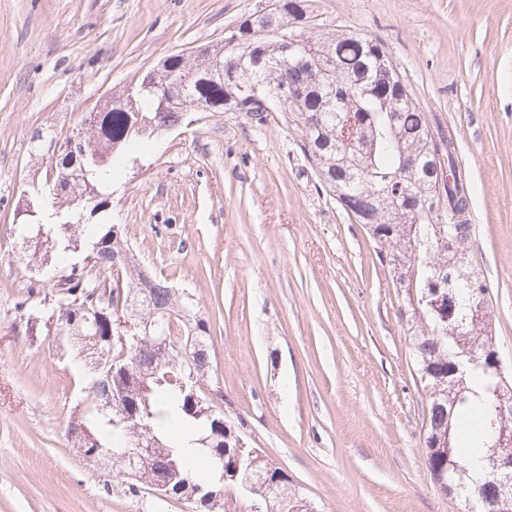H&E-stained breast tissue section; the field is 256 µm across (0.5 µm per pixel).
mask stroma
I'll return each instance as SVG.
<instances>
[{
  "mask_svg": "<svg viewBox=\"0 0 512 512\" xmlns=\"http://www.w3.org/2000/svg\"><path fill=\"white\" fill-rule=\"evenodd\" d=\"M273 0H0V512H190L129 491L67 434L86 367L21 301L55 296L57 255L23 253L51 180L36 131L72 133L167 55L220 45ZM291 36L379 39L416 104L452 132L472 184L470 258L512 374V0H305ZM296 113L192 112L112 183L106 222L210 327L200 383L224 421L318 512H457L424 462V324L364 225L320 187Z\"/></svg>",
  "mask_w": 512,
  "mask_h": 512,
  "instance_id": "obj_1",
  "label": "stroma"
}]
</instances>
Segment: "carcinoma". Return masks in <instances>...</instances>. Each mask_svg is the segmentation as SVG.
Here are the masks:
<instances>
[{
	"instance_id": "carcinoma-1",
	"label": "carcinoma",
	"mask_w": 512,
	"mask_h": 512,
	"mask_svg": "<svg viewBox=\"0 0 512 512\" xmlns=\"http://www.w3.org/2000/svg\"><path fill=\"white\" fill-rule=\"evenodd\" d=\"M276 3L278 8L267 12L259 23L248 20L238 28L240 47L232 53L247 52L256 59L272 55L288 58L281 52L282 38L278 33L288 25V19L296 20L302 14L297 0H276ZM298 41L301 49L314 58L334 57L332 78L340 80L336 87L337 109L327 111L309 70H296L285 63L273 73L257 66L251 70L250 77L269 90L277 89L283 82L295 87L293 98L281 107L301 116L304 152L325 190L341 199L336 189L324 180L326 173L336 175L333 168L340 161L349 173V178L341 185L343 192L354 194L368 186L385 191L386 212L375 217L373 235L387 243L388 254L401 256L413 269L417 300H423L435 280L453 291L456 297V328L448 327L437 315L429 316L426 332L413 342V358L428 391H439L448 400L449 419L441 423L445 425L443 431L450 432L449 446L428 456L426 468L445 472L453 485H465L460 491L464 498L475 490L476 484L468 474V447L456 446L457 428L475 420L478 444L488 449L503 427L512 430V412L507 413V421L500 413L501 402L496 393L498 377L483 362L475 361L454 388L446 381L440 385L436 381L448 375V358L460 351L457 344L460 334L470 336L480 346L491 342V337L484 334L486 321L475 319L469 304L472 282L480 283L486 293V281L473 272L466 278L456 268H436L438 257L448 263V255L438 256L439 231L450 232L454 235L453 242L464 249L472 242L471 185L459 164L453 138L441 131L433 132L431 115L408 100L407 85L401 82L393 67L378 63L379 54L384 51L379 41L340 30L314 37L300 36ZM232 53L226 51L224 57ZM185 94L210 102L216 112L250 111L246 97L204 71L187 85ZM138 108L157 127H176L184 120L181 112L160 109L157 99L149 93L141 97ZM350 114L360 121L359 134L368 143V147L357 154L342 151L337 140L338 117ZM135 122V114L128 111L118 97L112 99V106L94 114L83 145L61 152L52 164L54 182L59 184L64 199H69L75 176L83 167L94 172V177L102 182L121 174L131 154L148 140L139 135ZM433 140L441 151L443 166L454 172L453 181H443L438 191L437 213L429 216L397 209L395 202L407 195L429 194L426 145ZM79 228L91 243L90 267L72 264L65 268L66 280L60 282L58 293L47 310L25 301L20 303L21 311L54 324L60 331L76 317L97 315L95 335L99 340L94 342L95 349L89 354L97 356L102 367L93 371L84 387L83 404L70 416L68 434L72 437L78 429L87 431L102 457L125 447L137 433L149 436L158 442L156 455L169 456L179 473L200 489L194 505L196 512H210L207 495L238 485L233 476L244 468L248 457L233 448L231 426L226 425L221 433H216L214 422L206 413L212 405L201 388H196L195 399L183 390L194 366L189 340H197L208 350L212 347L208 322L198 315L194 303L184 293L167 288L165 279L156 276L157 287L141 288V271L136 268V262L128 266L121 261L120 254L129 246L122 232L112 225H79L71 207L55 212L54 220L46 223L40 211L32 209L17 231L23 240L21 247L33 253L39 250L35 237L39 231H44L52 239V250L61 256L75 246L73 236ZM117 272L122 275L123 287L135 291L138 302H147L168 312L167 317L158 318L157 329L167 336L169 353L162 363L143 371L137 364L138 353L148 349L154 333L134 330L127 343L114 340L118 328L116 303L112 297L102 300ZM116 360L119 367L114 369L112 364ZM107 395L130 405L135 417L128 419L114 408L99 410V401ZM219 449L224 454L222 469L215 465Z\"/></svg>"
}]
</instances>
